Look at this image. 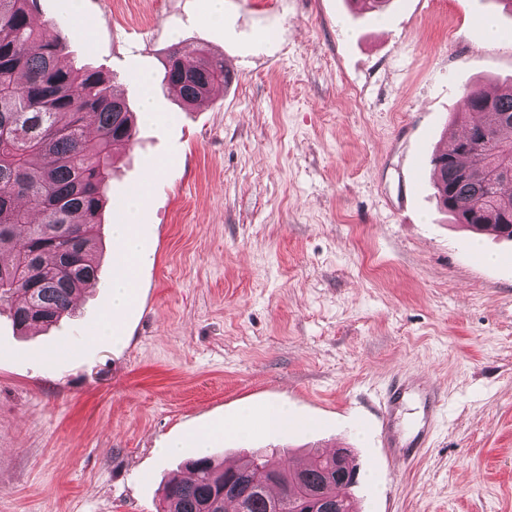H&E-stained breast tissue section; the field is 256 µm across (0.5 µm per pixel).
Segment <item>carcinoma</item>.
Instances as JSON below:
<instances>
[{
	"instance_id": "cac0c4a2",
	"label": "carcinoma",
	"mask_w": 512,
	"mask_h": 512,
	"mask_svg": "<svg viewBox=\"0 0 512 512\" xmlns=\"http://www.w3.org/2000/svg\"><path fill=\"white\" fill-rule=\"evenodd\" d=\"M37 0H0V304L20 331L57 322L97 277L95 244L109 190L114 153L137 134L134 113L116 99L109 81L86 66L62 64L52 26L32 22ZM164 79L192 105L228 83L224 61L172 49ZM463 125L451 148L430 159L443 208L472 231L512 240L511 179L485 170L489 156L512 168V86L463 96ZM478 132L489 140L470 144ZM331 455L313 456L304 468L275 470L260 486L268 451H247L235 468L212 456L188 462L191 478L164 486L162 512H305L303 494L315 489L344 512H359L351 480L327 482Z\"/></svg>"
}]
</instances>
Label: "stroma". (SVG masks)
Here are the masks:
<instances>
[{
  "mask_svg": "<svg viewBox=\"0 0 512 512\" xmlns=\"http://www.w3.org/2000/svg\"><path fill=\"white\" fill-rule=\"evenodd\" d=\"M209 6L38 0L64 64L105 73L139 116L150 76L159 111L112 165L95 284L33 334L0 309V512H157L192 434L247 414L216 459L344 448L361 512H512V241L474 235L431 179H409L416 154L461 132L466 90L512 84V14L498 0H224L215 23ZM175 46L230 60L237 80L184 106L164 80ZM145 179L137 297L119 341H96L114 203ZM476 247L488 262L470 263ZM398 374L446 397L403 472L373 428ZM274 402L291 430L260 426ZM174 438L185 447L160 455Z\"/></svg>",
  "mask_w": 512,
  "mask_h": 512,
  "instance_id": "obj_1",
  "label": "stroma"
}]
</instances>
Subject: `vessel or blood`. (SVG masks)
Returning a JSON list of instances; mask_svg holds the SVG:
<instances>
[{
    "label": "vessel or blood",
    "instance_id": "1",
    "mask_svg": "<svg viewBox=\"0 0 512 512\" xmlns=\"http://www.w3.org/2000/svg\"><path fill=\"white\" fill-rule=\"evenodd\" d=\"M418 398L420 414L413 426L408 441H401L396 428L395 416L398 410L410 398ZM442 396L439 387L428 384L421 385L412 380H393L389 385L384 403L378 416L379 430L383 451L392 461H406L408 451H421L429 441L436 422Z\"/></svg>",
    "mask_w": 512,
    "mask_h": 512
}]
</instances>
